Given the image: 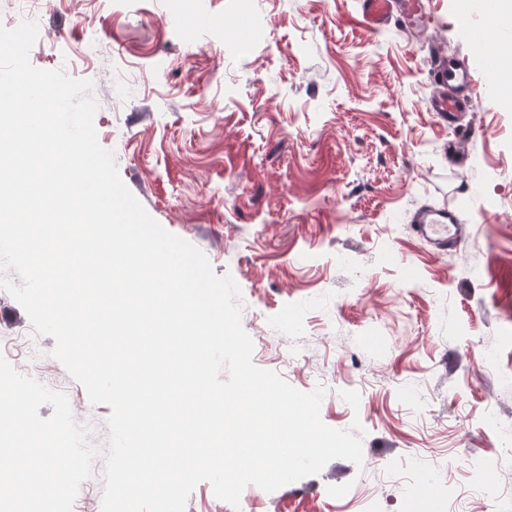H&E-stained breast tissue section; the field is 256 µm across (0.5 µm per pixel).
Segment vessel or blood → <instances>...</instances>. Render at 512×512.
I'll list each match as a JSON object with an SVG mask.
<instances>
[{"instance_id":"vessel-or-blood-1","label":"vessel or blood","mask_w":512,"mask_h":512,"mask_svg":"<svg viewBox=\"0 0 512 512\" xmlns=\"http://www.w3.org/2000/svg\"><path fill=\"white\" fill-rule=\"evenodd\" d=\"M364 27L378 32L392 20L405 18L422 21L426 18L424 0H360ZM476 83L469 66L457 62L454 69L434 63L431 71L432 95L429 111L443 126H453L466 106L465 91ZM413 231L432 245L435 251L447 255L457 251L462 242L463 227L460 217L445 207L432 206L416 212L411 220Z\"/></svg>"}]
</instances>
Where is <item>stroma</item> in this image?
<instances>
[{
    "mask_svg": "<svg viewBox=\"0 0 512 512\" xmlns=\"http://www.w3.org/2000/svg\"><path fill=\"white\" fill-rule=\"evenodd\" d=\"M426 31L371 34L359 0H41L29 59L94 83L97 138L149 215L242 294L253 362L321 419L360 421L363 462L337 458L239 506L209 482L185 512H496L475 464L512 466V109L488 78L501 33L483 0H426ZM467 59L475 135L428 110L435 53ZM461 214L460 250L410 227ZM0 289V356L64 392L105 446L94 405ZM354 390L358 407L341 397Z\"/></svg>",
    "mask_w": 512,
    "mask_h": 512,
    "instance_id": "stroma-1",
    "label": "stroma"
}]
</instances>
